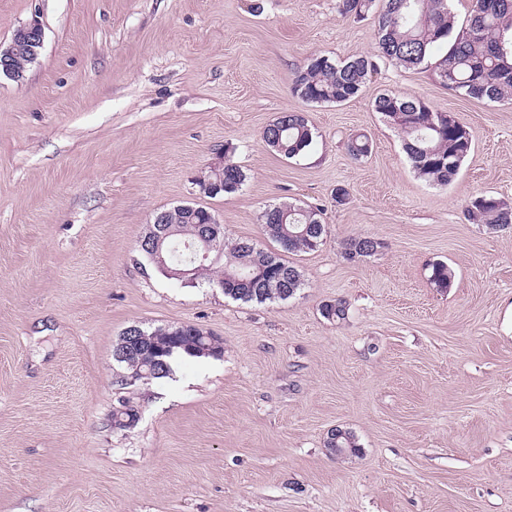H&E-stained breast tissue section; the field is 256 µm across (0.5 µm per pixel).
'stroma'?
Returning a JSON list of instances; mask_svg holds the SVG:
<instances>
[{
    "instance_id": "1",
    "label": "stroma",
    "mask_w": 512,
    "mask_h": 512,
    "mask_svg": "<svg viewBox=\"0 0 512 512\" xmlns=\"http://www.w3.org/2000/svg\"><path fill=\"white\" fill-rule=\"evenodd\" d=\"M339 3L0 0V43L44 33L22 79L0 75V512H512V228L466 216L481 192L512 205V102L385 62L347 102H302L311 53L375 50L373 14ZM388 90L472 130L450 184L420 178L373 112ZM284 112L314 134L292 159L262 138ZM224 155L244 185L200 195ZM282 203L326 226L318 249L283 254L304 282L284 301L167 279L137 248L155 213L197 204L226 241L275 252L262 213ZM358 235L383 249L348 259ZM340 298L346 320L325 318ZM176 324L223 356L118 386L124 330ZM122 398L141 417L116 431ZM335 428L356 456L330 453Z\"/></svg>"
}]
</instances>
